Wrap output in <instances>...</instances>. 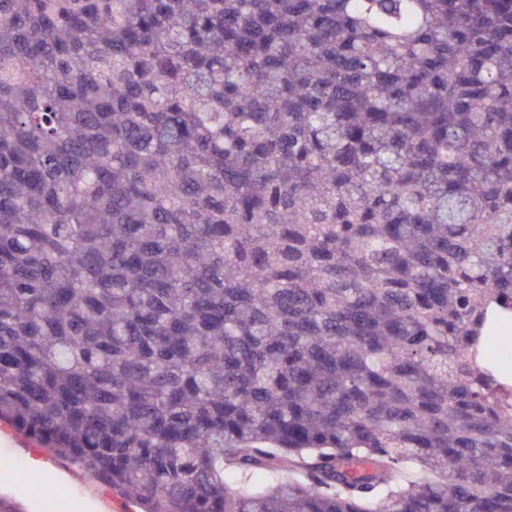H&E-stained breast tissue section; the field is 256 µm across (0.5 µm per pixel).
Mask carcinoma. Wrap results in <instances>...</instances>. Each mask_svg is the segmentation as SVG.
<instances>
[{
    "instance_id": "obj_1",
    "label": "carcinoma",
    "mask_w": 512,
    "mask_h": 512,
    "mask_svg": "<svg viewBox=\"0 0 512 512\" xmlns=\"http://www.w3.org/2000/svg\"><path fill=\"white\" fill-rule=\"evenodd\" d=\"M512 0H0V422L140 512H512Z\"/></svg>"
}]
</instances>
